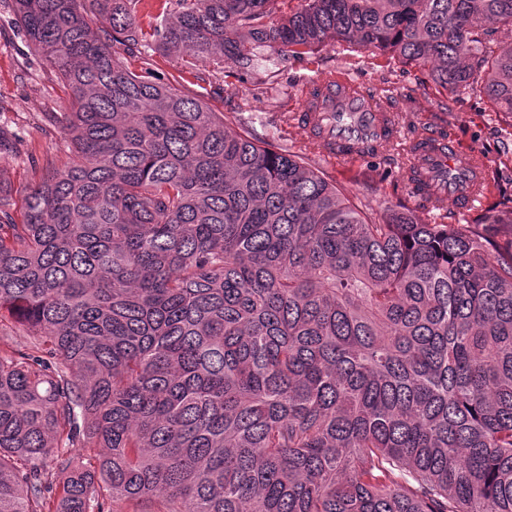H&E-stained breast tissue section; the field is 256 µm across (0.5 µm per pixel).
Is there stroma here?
<instances>
[{
  "label": "stroma",
  "instance_id": "obj_1",
  "mask_svg": "<svg viewBox=\"0 0 512 512\" xmlns=\"http://www.w3.org/2000/svg\"><path fill=\"white\" fill-rule=\"evenodd\" d=\"M117 57L132 72L150 74L180 91L199 97L220 113L230 131L257 138L299 156L325 175L357 206L373 216L406 208L422 224H472L476 218L451 203L426 207L406 187V154L393 146L378 158L356 162L324 157L305 142L283 113L295 112L308 84L323 75L343 76L375 97L392 99L405 130L416 124L444 132L488 162L495 201L512 200V113L497 111L485 97L456 93L440 108L441 89L426 83L421 69L390 56H379L343 42H329L311 57L288 59L270 71L247 74L230 60L187 63L144 46H116ZM71 108V91L26 41L15 21L12 0H0V128L17 138V154L0 157V202L25 184L33 169L65 170L71 161L69 139L60 123Z\"/></svg>",
  "mask_w": 512,
  "mask_h": 512
}]
</instances>
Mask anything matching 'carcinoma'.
<instances>
[{"mask_svg":"<svg viewBox=\"0 0 512 512\" xmlns=\"http://www.w3.org/2000/svg\"><path fill=\"white\" fill-rule=\"evenodd\" d=\"M13 0L73 162L0 209V512H512V212L375 222L195 97L149 36L246 73L330 41L512 112V0ZM74 448L94 452L77 463Z\"/></svg>","mask_w":512,"mask_h":512,"instance_id":"carcinoma-1","label":"carcinoma"}]
</instances>
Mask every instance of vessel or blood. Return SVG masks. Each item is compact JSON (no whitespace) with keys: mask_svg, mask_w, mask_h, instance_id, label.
<instances>
[{"mask_svg":"<svg viewBox=\"0 0 512 512\" xmlns=\"http://www.w3.org/2000/svg\"><path fill=\"white\" fill-rule=\"evenodd\" d=\"M313 86L314 93L300 98L295 124L327 158L362 160L382 154L399 138L397 114L361 97L358 85L346 80L334 84L322 76ZM416 145L415 166L435 196L466 212L487 193L486 166L476 152L430 130Z\"/></svg>","mask_w":512,"mask_h":512,"instance_id":"b4317fda","label":"vessel or blood"}]
</instances>
